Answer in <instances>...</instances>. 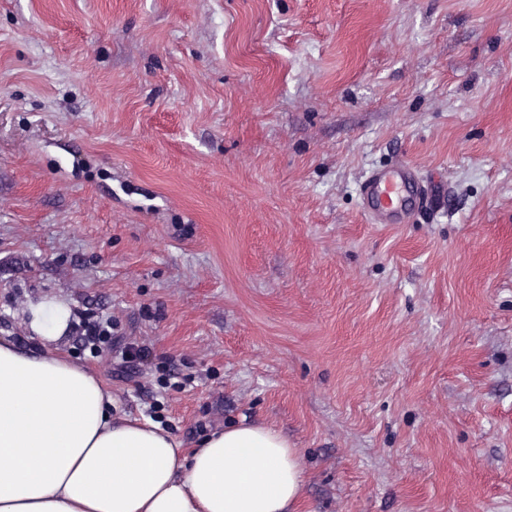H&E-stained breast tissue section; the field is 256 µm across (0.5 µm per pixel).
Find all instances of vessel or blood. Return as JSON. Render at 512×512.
I'll return each instance as SVG.
<instances>
[{
  "mask_svg": "<svg viewBox=\"0 0 512 512\" xmlns=\"http://www.w3.org/2000/svg\"><path fill=\"white\" fill-rule=\"evenodd\" d=\"M363 191L374 216L391 224L404 217L407 200L421 193L422 187L414 168L403 164L368 175Z\"/></svg>",
  "mask_w": 512,
  "mask_h": 512,
  "instance_id": "1",
  "label": "vessel or blood"
}]
</instances>
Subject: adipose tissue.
Instances as JSON below:
<instances>
[{
  "label": "adipose tissue",
  "instance_id": "obj_1",
  "mask_svg": "<svg viewBox=\"0 0 512 512\" xmlns=\"http://www.w3.org/2000/svg\"><path fill=\"white\" fill-rule=\"evenodd\" d=\"M55 340L28 356L0 337V512H296L303 466L286 435L244 421L184 449L118 413Z\"/></svg>",
  "mask_w": 512,
  "mask_h": 512
}]
</instances>
